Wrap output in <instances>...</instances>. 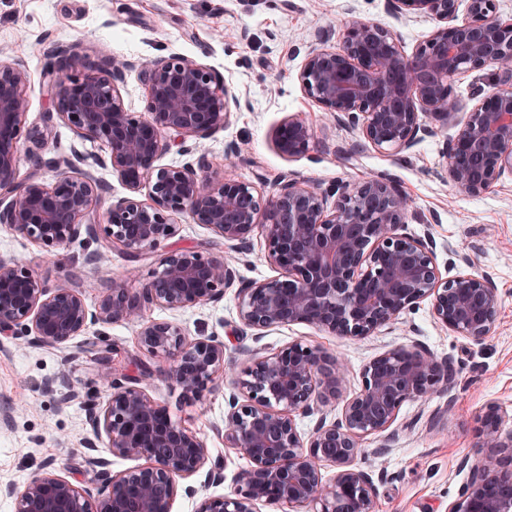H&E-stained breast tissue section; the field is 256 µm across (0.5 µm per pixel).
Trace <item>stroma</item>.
Wrapping results in <instances>:
<instances>
[{
	"mask_svg": "<svg viewBox=\"0 0 512 512\" xmlns=\"http://www.w3.org/2000/svg\"><path fill=\"white\" fill-rule=\"evenodd\" d=\"M353 13L399 33L408 53L437 26L422 15L394 16L387 11L386 0H0V50L21 56L27 70L26 125L48 131L45 142L22 141L16 178L23 182L34 176L52 183L57 176L55 160L78 153L85 158L84 170L108 186L110 198L129 193L115 172L94 163L109 153L104 142L81 138L62 121L48 120L53 103L45 76L47 59L34 48L41 41L75 50L90 61L106 50L131 61L185 55L209 67L240 101L229 124L206 141L213 176L231 170L266 195L288 173L323 192L336 182L367 176L396 180L416 212L408 230L434 238L442 276L472 270L493 278L501 312L484 344H471L441 329L426 302L404 316L415 335L399 328L362 341L304 324L262 336L240 331L231 289L216 304L179 311L154 308L146 317L177 322L192 339L222 340L227 360L237 363L244 361L248 349L270 354L293 341L322 347L347 362L349 396L360 390L365 365L387 349L416 340L431 353L452 358L458 371L454 401L434 395L406 403L398 414L406 431L391 453L382 458L373 455L379 441L371 435L362 440L358 459L364 469L387 472L378 486L375 512H448L467 478L461 460L477 442L482 406L493 402L512 416V179L477 197L458 192L443 176L446 162L437 137L425 138L397 156L370 148L348 151L353 134L324 121L319 105L302 90L298 75L316 34H338ZM292 114L307 121L315 139L305 154L286 158L275 150L272 137L281 120ZM231 143L240 145L239 156H226ZM173 222L177 232L170 246L223 255V240L207 226L184 215L174 216ZM87 250L82 240L47 249L0 226V256L23 261L52 286L78 278L85 303L92 309L106 293L104 273L135 270L128 286L136 290L158 270L161 258L154 251L132 263L122 249L115 248L108 252L101 273L84 266ZM104 356L120 374L139 379L173 420L203 439L210 450L209 467L224 475L223 482L213 484L201 474L189 478L172 512H192L197 497L203 495L231 493L238 472L249 462L225 447L220 433L224 380L215 378L201 399L183 397L161 375L165 359L141 350L136 327L122 323L90 325L58 347L0 335V410L12 413L10 425H0V482L21 486L51 472L98 495L103 481L92 460L109 458L107 441L95 439L86 414L89 405L105 406L111 394L99 377V360ZM144 364L153 369L152 377H141ZM71 389L78 393L72 401L66 398Z\"/></svg>",
	"mask_w": 512,
	"mask_h": 512,
	"instance_id": "stroma-1",
	"label": "stroma"
}]
</instances>
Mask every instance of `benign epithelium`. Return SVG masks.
I'll return each instance as SVG.
<instances>
[{
  "label": "benign epithelium",
  "mask_w": 512,
  "mask_h": 512,
  "mask_svg": "<svg viewBox=\"0 0 512 512\" xmlns=\"http://www.w3.org/2000/svg\"><path fill=\"white\" fill-rule=\"evenodd\" d=\"M457 5L458 0H387L396 16L421 14L438 22L410 55L390 29L352 15L338 45H328L325 33L317 35L299 81L326 121L357 130L387 154L408 151L453 124L455 134L442 145L446 174L458 191L480 196L512 178V22L497 15L495 0H469L468 17L458 23ZM75 61L66 52L49 71L56 115L80 137L107 143L108 160L96 163L110 165L131 195L111 202L103 221L84 224L81 218L105 199L107 187L77 166L81 156L63 161L64 171L50 185L15 182L21 140L40 133L25 128L26 70L19 57L3 51L0 224L45 247L83 236L96 243L86 257L96 268L117 245L134 261L160 247L176 233L173 214L206 225L237 254L249 250L260 226L265 258L281 276L240 280L230 256L174 249L162 255L160 269L137 293L129 291L126 279L112 278L109 293L92 311L79 289L49 287L20 260L0 257V333L57 347L90 324L137 326L141 349L168 361L164 378L186 397L200 396L215 376L232 370L235 392L224 411V446L238 450L249 467L237 474L231 494L204 496L194 512H257L259 503L306 512H375L378 487L357 465L361 440L380 435L382 448L390 447L404 404L452 390L457 370L450 358L419 343L380 353L365 365L361 389L331 418L346 382L342 358L294 341L268 355L252 351L239 367L225 361L224 342L189 340L173 321H144V311L218 303L234 287L244 329L305 324L362 340L392 328L426 301L436 324L480 345L495 331L501 308L492 278L442 277L433 239L406 232L412 201L393 181L340 182L327 194L285 176L265 196L229 171L213 178L203 141L228 124L238 99L196 59L174 55L135 64L104 57L86 61L85 73L73 78L68 71ZM487 67L497 71L495 87L473 86V106L459 119L462 104L452 94V80ZM131 68L139 69L147 88L146 118L123 104L118 83ZM169 137L193 141L195 161L159 165ZM313 140L311 126L288 115L275 131L274 146L295 157ZM144 187L149 204L135 197ZM330 196L336 197L331 207ZM100 378L112 395L106 406L89 410L87 424L95 437L107 438L112 456L144 457L149 465L112 475L105 470L108 461L91 459L104 468L107 481L92 502L85 490L50 473L21 491L7 483L0 492L15 498V512H171L179 481L208 463L206 444L173 421L145 389L110 371L105 360ZM313 415L317 420L305 439L298 420ZM479 423L478 441L462 462L467 480L448 512H512V429L503 427V411L494 403L485 405ZM326 464L336 468L328 478L322 473Z\"/></svg>",
  "instance_id": "benign-epithelium-1"
}]
</instances>
